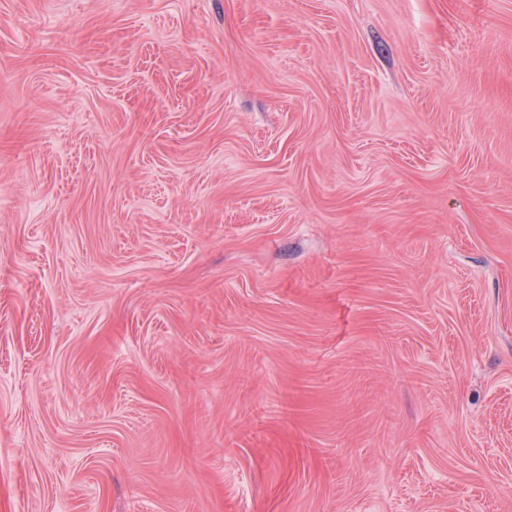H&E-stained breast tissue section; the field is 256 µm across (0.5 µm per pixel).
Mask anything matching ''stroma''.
I'll list each match as a JSON object with an SVG mask.
<instances>
[{
    "instance_id": "1",
    "label": "stroma",
    "mask_w": 512,
    "mask_h": 512,
    "mask_svg": "<svg viewBox=\"0 0 512 512\" xmlns=\"http://www.w3.org/2000/svg\"><path fill=\"white\" fill-rule=\"evenodd\" d=\"M0 512H512V0H0Z\"/></svg>"
}]
</instances>
